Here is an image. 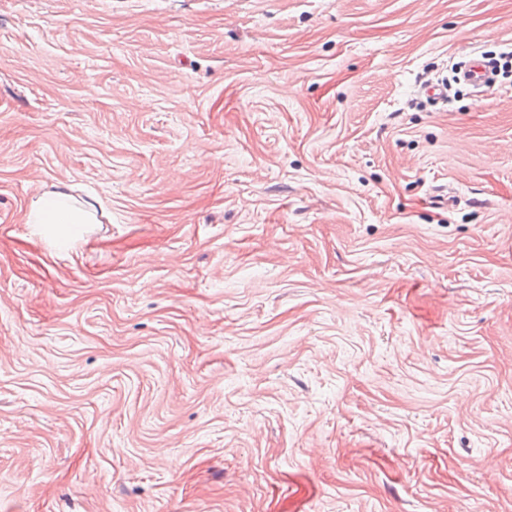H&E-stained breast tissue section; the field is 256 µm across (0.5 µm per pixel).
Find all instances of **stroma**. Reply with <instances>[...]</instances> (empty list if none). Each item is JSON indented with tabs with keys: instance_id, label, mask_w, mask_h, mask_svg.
<instances>
[{
	"instance_id": "stroma-1",
	"label": "stroma",
	"mask_w": 512,
	"mask_h": 512,
	"mask_svg": "<svg viewBox=\"0 0 512 512\" xmlns=\"http://www.w3.org/2000/svg\"><path fill=\"white\" fill-rule=\"evenodd\" d=\"M0 512H512V0H0ZM468 65L469 67L461 72V78L470 86L477 88L485 87L483 90L475 93L480 98L486 97L492 87V85L489 84L493 79L489 68L478 59L471 60ZM70 186L56 187L54 190L43 192L32 204L26 215V224H36L40 227L63 226L68 229V235L59 237V244L66 246L80 233L81 224H95L97 210L95 202L79 203L70 193ZM79 203V205L77 204Z\"/></svg>"
}]
</instances>
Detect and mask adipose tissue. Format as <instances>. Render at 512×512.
I'll list each match as a JSON object with an SVG mask.
<instances>
[{
	"label": "adipose tissue",
	"instance_id": "adipose-tissue-1",
	"mask_svg": "<svg viewBox=\"0 0 512 512\" xmlns=\"http://www.w3.org/2000/svg\"><path fill=\"white\" fill-rule=\"evenodd\" d=\"M96 213L94 202L77 203L65 188L58 187L43 192L33 202L26 215V221L40 227L67 228V236L59 240L60 245L64 246L70 239L76 238L82 225L96 223Z\"/></svg>",
	"mask_w": 512,
	"mask_h": 512
}]
</instances>
